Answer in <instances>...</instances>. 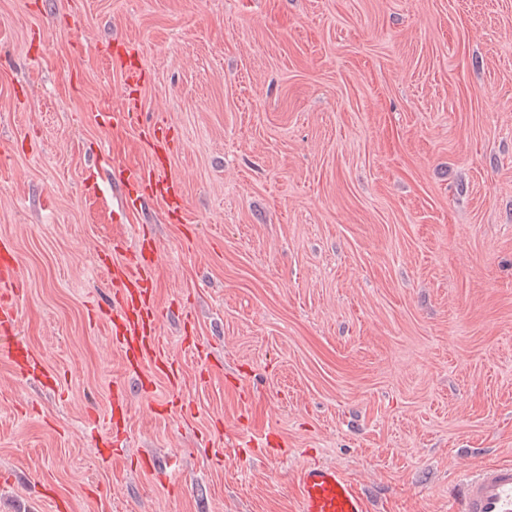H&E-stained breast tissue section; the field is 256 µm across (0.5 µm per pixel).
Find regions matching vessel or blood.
I'll list each match as a JSON object with an SVG mask.
<instances>
[{
  "mask_svg": "<svg viewBox=\"0 0 512 512\" xmlns=\"http://www.w3.org/2000/svg\"><path fill=\"white\" fill-rule=\"evenodd\" d=\"M129 93L121 125L137 130L141 140L158 157L155 167L125 169L118 180L124 187L140 185L145 195L162 200L168 210H179L182 203L180 185L168 173L174 144L155 123L143 120L136 92L145 82L144 72L134 67L124 71ZM113 250H124L122 242ZM122 261L105 268L111 292L109 314L121 319L122 327L113 328L115 339L126 354L136 359L151 358L155 372L176 380L179 370L166 354L156 332L160 318L150 288L155 267L135 251L124 250ZM20 262L9 237L0 236V332L10 333L18 323V302L23 293L19 274ZM461 512H512V464H490L463 475L455 486ZM299 512H367L363 496L337 468L329 465H306L298 473Z\"/></svg>",
  "mask_w": 512,
  "mask_h": 512,
  "instance_id": "1",
  "label": "vessel or blood"
}]
</instances>
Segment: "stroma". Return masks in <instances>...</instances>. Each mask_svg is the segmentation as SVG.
<instances>
[{
	"label": "stroma",
	"mask_w": 512,
	"mask_h": 512,
	"mask_svg": "<svg viewBox=\"0 0 512 512\" xmlns=\"http://www.w3.org/2000/svg\"><path fill=\"white\" fill-rule=\"evenodd\" d=\"M180 141V217L114 125L122 63ZM0 512H298L340 469L370 512H454L512 461V0H0ZM156 249L176 383L95 319L112 240ZM20 262L14 245L8 236H0V331L1 351L7 346L6 354L17 371L25 373L35 367L27 358L20 360L14 346L9 340V333L18 323V302L23 294L22 281L19 274Z\"/></svg>",
	"instance_id": "obj_1"
}]
</instances>
